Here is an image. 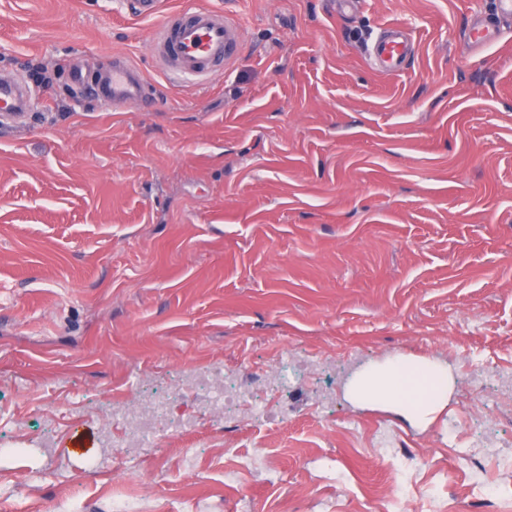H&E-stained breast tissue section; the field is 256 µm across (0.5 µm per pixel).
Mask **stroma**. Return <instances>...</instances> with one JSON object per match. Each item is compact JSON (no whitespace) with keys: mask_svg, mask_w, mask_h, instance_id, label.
Wrapping results in <instances>:
<instances>
[{"mask_svg":"<svg viewBox=\"0 0 512 512\" xmlns=\"http://www.w3.org/2000/svg\"><path fill=\"white\" fill-rule=\"evenodd\" d=\"M245 40L227 75L172 80L156 27L110 0H0V72L41 70L46 108L0 121V512H491L512 490V28L496 0H162ZM497 32L478 50L474 20ZM414 49L396 74L365 46ZM128 57L140 108L68 82ZM392 353L448 363L421 429L349 404ZM195 372L256 392L223 418ZM481 373L483 389L469 378ZM174 395L187 437L112 467L124 411ZM99 471L83 473L86 458ZM383 38L369 43L366 53L379 69L398 73L404 69L407 53L408 31L401 27H385Z\"/></svg>","mask_w":512,"mask_h":512,"instance_id":"obj_1","label":"stroma"}]
</instances>
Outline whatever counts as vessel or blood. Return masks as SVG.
Segmentation results:
<instances>
[{"label": "vessel or blood", "instance_id": "1", "mask_svg": "<svg viewBox=\"0 0 512 512\" xmlns=\"http://www.w3.org/2000/svg\"><path fill=\"white\" fill-rule=\"evenodd\" d=\"M159 10L160 0H136L137 14L160 19L151 48L169 76L204 85L227 70L245 37L238 20L210 8L182 9L164 16ZM407 36L404 28H386L384 37L369 43L366 52L379 69L400 72L408 58ZM96 94L116 110L138 105L144 99V81L128 61L116 58ZM42 102L41 94L22 79L0 80V115L19 118Z\"/></svg>", "mask_w": 512, "mask_h": 512}]
</instances>
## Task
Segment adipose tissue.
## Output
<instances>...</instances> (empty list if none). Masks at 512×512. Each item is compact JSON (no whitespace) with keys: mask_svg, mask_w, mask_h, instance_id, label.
<instances>
[{"mask_svg":"<svg viewBox=\"0 0 512 512\" xmlns=\"http://www.w3.org/2000/svg\"><path fill=\"white\" fill-rule=\"evenodd\" d=\"M454 389L446 364L395 353L355 372L345 394L353 404L393 411L426 428L447 409Z\"/></svg>","mask_w":512,"mask_h":512,"instance_id":"ef3b65f1","label":"adipose tissue"}]
</instances>
